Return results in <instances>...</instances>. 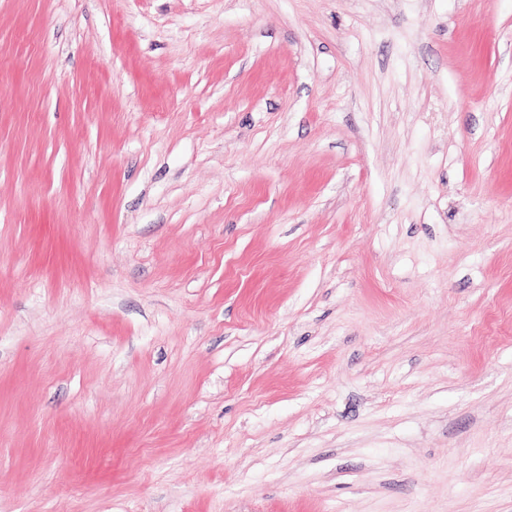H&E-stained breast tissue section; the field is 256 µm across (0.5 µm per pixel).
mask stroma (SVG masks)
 Segmentation results:
<instances>
[{
	"instance_id": "1",
	"label": "stroma",
	"mask_w": 512,
	"mask_h": 512,
	"mask_svg": "<svg viewBox=\"0 0 512 512\" xmlns=\"http://www.w3.org/2000/svg\"><path fill=\"white\" fill-rule=\"evenodd\" d=\"M0 512H512V0H0Z\"/></svg>"
}]
</instances>
